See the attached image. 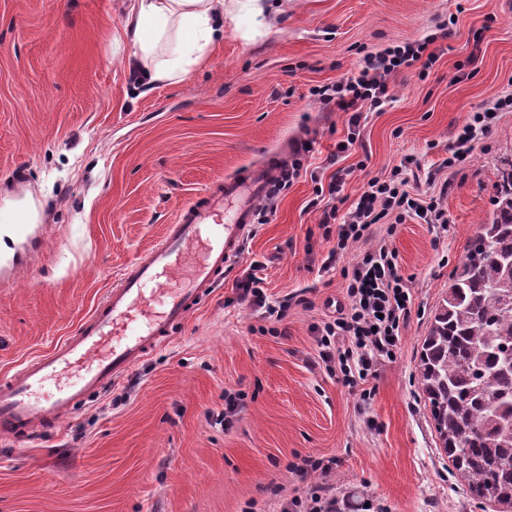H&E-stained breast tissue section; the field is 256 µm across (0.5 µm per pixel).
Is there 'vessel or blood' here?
I'll return each instance as SVG.
<instances>
[{"label":"vessel or blood","instance_id":"vessel-or-blood-1","mask_svg":"<svg viewBox=\"0 0 512 512\" xmlns=\"http://www.w3.org/2000/svg\"><path fill=\"white\" fill-rule=\"evenodd\" d=\"M264 162L230 176L167 225L160 244L122 277L76 330L0 378V435L16 440L59 426L83 398L124 375L199 304L238 251L255 205L280 176ZM38 242L30 225L0 224V287L13 286Z\"/></svg>","mask_w":512,"mask_h":512}]
</instances>
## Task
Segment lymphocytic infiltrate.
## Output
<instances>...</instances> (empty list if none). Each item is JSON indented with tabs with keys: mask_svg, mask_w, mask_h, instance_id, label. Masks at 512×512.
<instances>
[{
	"mask_svg": "<svg viewBox=\"0 0 512 512\" xmlns=\"http://www.w3.org/2000/svg\"><path fill=\"white\" fill-rule=\"evenodd\" d=\"M427 49V42H407L366 54L357 76L316 87L313 95L324 107L350 111V125L358 126L355 109L364 104L373 110L380 108L388 97V77L421 61ZM504 108L512 109L511 96L498 99L492 112L475 113L461 127L452 161L467 157L478 134L490 130L493 111ZM408 169L404 163L394 169L390 179H369L357 205L346 214H339L334 206L324 210V223H341L340 245L367 238L373 224L393 214H411L424 224L440 223L443 212L437 199L424 202L406 191ZM347 297V305L340 307L336 317L320 330L319 356L324 363H339L346 379L363 380L378 360L393 357L400 329L410 314L407 284L386 244L369 249L354 265Z\"/></svg>",
	"mask_w": 512,
	"mask_h": 512,
	"instance_id": "lymphocytic-infiltrate-1",
	"label": "lymphocytic infiltrate"
}]
</instances>
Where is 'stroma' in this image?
Here are the masks:
<instances>
[{"instance_id": "1", "label": "stroma", "mask_w": 512, "mask_h": 512, "mask_svg": "<svg viewBox=\"0 0 512 512\" xmlns=\"http://www.w3.org/2000/svg\"><path fill=\"white\" fill-rule=\"evenodd\" d=\"M263 4L259 16L247 0L226 8L224 40L202 66L142 86L122 33L134 0H0V193L32 191L48 226L35 265L0 290V375L71 334L186 206L284 142L302 144L275 214L252 224L170 342L81 403L62 432L20 445L0 436V512H299L294 500L320 484L340 512H496L449 469L419 354L512 158L506 109L465 160L445 164L470 116L512 94V0ZM432 34V66L392 75L380 111L362 109L355 144L337 152L350 115L312 89ZM409 157L407 189L439 198L442 223L390 216L337 250L316 187L343 177L345 212ZM380 241L411 315L393 358L349 384L320 359L317 329ZM256 261L262 307L235 286ZM282 301L284 317H270ZM229 393L242 406L224 422ZM307 460L319 470L296 473Z\"/></svg>"}]
</instances>
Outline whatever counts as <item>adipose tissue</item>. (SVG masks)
<instances>
[{
  "label": "adipose tissue",
  "mask_w": 512,
  "mask_h": 512,
  "mask_svg": "<svg viewBox=\"0 0 512 512\" xmlns=\"http://www.w3.org/2000/svg\"><path fill=\"white\" fill-rule=\"evenodd\" d=\"M126 40L147 82L186 75L224 38V0H135Z\"/></svg>",
  "instance_id": "adipose-tissue-1"
}]
</instances>
